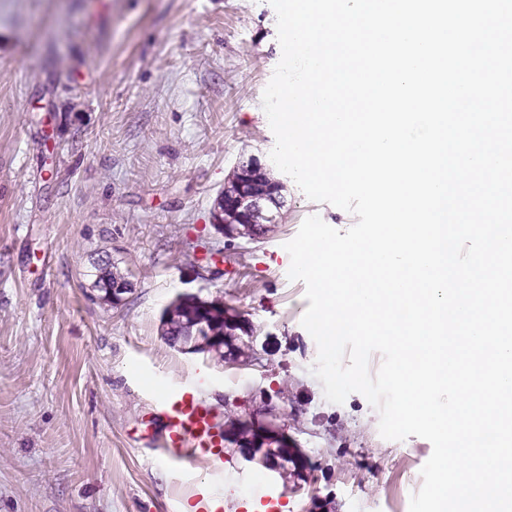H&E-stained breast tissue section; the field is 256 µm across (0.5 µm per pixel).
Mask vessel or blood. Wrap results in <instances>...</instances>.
Here are the masks:
<instances>
[{"label": "vessel or blood", "mask_w": 512, "mask_h": 512, "mask_svg": "<svg viewBox=\"0 0 512 512\" xmlns=\"http://www.w3.org/2000/svg\"><path fill=\"white\" fill-rule=\"evenodd\" d=\"M134 439L141 447L156 449L175 468L189 458L219 464L224 447L212 405L189 385L162 394L143 416ZM192 497L196 512H224L222 497L208 483L194 481Z\"/></svg>", "instance_id": "vessel-or-blood-1"}]
</instances>
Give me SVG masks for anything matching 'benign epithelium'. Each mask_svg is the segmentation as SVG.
Returning a JSON list of instances; mask_svg holds the SVG:
<instances>
[{
    "mask_svg": "<svg viewBox=\"0 0 512 512\" xmlns=\"http://www.w3.org/2000/svg\"><path fill=\"white\" fill-rule=\"evenodd\" d=\"M266 176L261 165L249 161L237 165L230 183L224 188L218 202L223 207L215 210V227L226 237L250 238L264 224L275 222V218L263 214L260 202L263 200L281 206L275 193H258L250 188L253 181ZM224 332L229 336L252 335L240 310L224 305ZM218 340L210 331L206 321H200L180 342L179 348L190 353H202L217 346ZM251 345L248 341L230 348L224 359L245 364L249 361ZM224 441L240 449L246 459L265 468L281 473L288 469V462L294 464V475L298 479L308 477L309 466L294 439L288 436L287 425L282 423V414L274 406L265 404L237 418L236 426L224 427Z\"/></svg>",
    "mask_w": 512,
    "mask_h": 512,
    "instance_id": "7a95c632",
    "label": "benign epithelium"
}]
</instances>
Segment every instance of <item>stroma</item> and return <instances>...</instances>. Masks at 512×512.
Returning a JSON list of instances; mask_svg holds the SVG:
<instances>
[{
	"mask_svg": "<svg viewBox=\"0 0 512 512\" xmlns=\"http://www.w3.org/2000/svg\"><path fill=\"white\" fill-rule=\"evenodd\" d=\"M282 51L269 0H0V512H182L190 490L132 439L169 389L198 382L218 415L269 403L310 464L282 481L235 448L186 467L224 496L283 512H409L431 443L379 434L360 393L326 400L301 324L305 285L284 245L319 216L270 158L262 95ZM256 159L285 206L262 238L227 239L212 213ZM129 280L102 301L98 263ZM222 298L253 327V362L218 363L160 332L177 296Z\"/></svg>",
	"mask_w": 512,
	"mask_h": 512,
	"instance_id": "35a3bbf8",
	"label": "stroma"
}]
</instances>
